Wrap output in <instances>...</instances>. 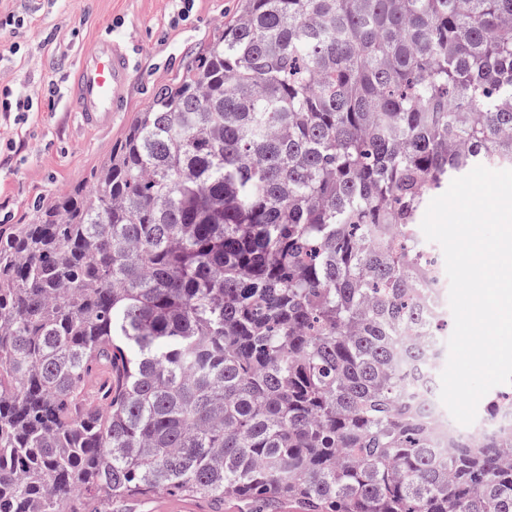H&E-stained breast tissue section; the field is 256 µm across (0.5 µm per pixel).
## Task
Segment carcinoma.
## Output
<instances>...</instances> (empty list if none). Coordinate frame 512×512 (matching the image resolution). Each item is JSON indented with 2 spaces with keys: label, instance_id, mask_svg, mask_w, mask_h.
I'll return each mask as SVG.
<instances>
[{
  "label": "carcinoma",
  "instance_id": "cac0c4a2",
  "mask_svg": "<svg viewBox=\"0 0 512 512\" xmlns=\"http://www.w3.org/2000/svg\"><path fill=\"white\" fill-rule=\"evenodd\" d=\"M483 164L512 0H241L89 188L0 224V512H512V398L456 440L431 404L416 233ZM128 504L123 509L126 508L129 511H116L117 507L111 504L109 498L101 497L98 506L106 510L112 507V511L101 512H163L160 510L162 505L177 509L173 512H215L217 510L216 507H222L220 512H249L252 510L249 505L237 499H224V505L217 506L203 498L179 497L164 493H155L145 499L132 500Z\"/></svg>",
  "mask_w": 512,
  "mask_h": 512
}]
</instances>
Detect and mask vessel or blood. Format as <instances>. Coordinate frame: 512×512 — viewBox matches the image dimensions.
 <instances>
[{"mask_svg": "<svg viewBox=\"0 0 512 512\" xmlns=\"http://www.w3.org/2000/svg\"><path fill=\"white\" fill-rule=\"evenodd\" d=\"M130 57L111 38L98 39L75 68L69 89L72 111L78 112L85 127L102 128L112 124L131 87Z\"/></svg>", "mask_w": 512, "mask_h": 512, "instance_id": "1", "label": "vessel or blood"}]
</instances>
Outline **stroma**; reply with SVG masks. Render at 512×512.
I'll return each mask as SVG.
<instances>
[{
	"label": "stroma",
	"instance_id": "1",
	"mask_svg": "<svg viewBox=\"0 0 512 512\" xmlns=\"http://www.w3.org/2000/svg\"><path fill=\"white\" fill-rule=\"evenodd\" d=\"M23 24L0 33V96L25 106L0 113V224H27L39 200L86 184L137 112L173 83L238 9V0H0ZM111 35L131 57L134 82L111 127L90 129L64 105L79 55ZM250 512L236 499L156 493L129 512Z\"/></svg>",
	"mask_w": 512,
	"mask_h": 512
}]
</instances>
